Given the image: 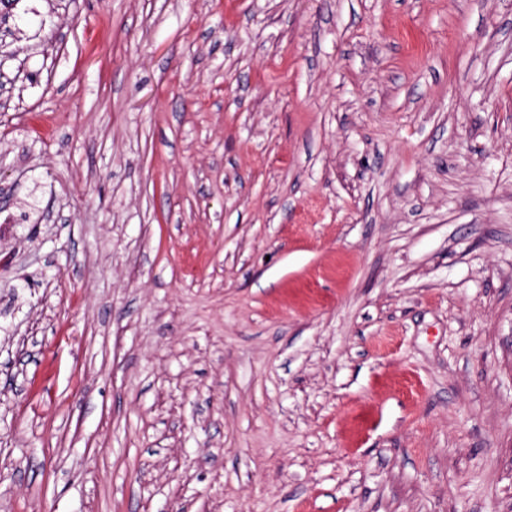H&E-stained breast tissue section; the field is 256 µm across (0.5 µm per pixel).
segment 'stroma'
I'll list each match as a JSON object with an SVG mask.
<instances>
[{
    "instance_id": "stroma-1",
    "label": "stroma",
    "mask_w": 512,
    "mask_h": 512,
    "mask_svg": "<svg viewBox=\"0 0 512 512\" xmlns=\"http://www.w3.org/2000/svg\"><path fill=\"white\" fill-rule=\"evenodd\" d=\"M0 512H512V0H0Z\"/></svg>"
}]
</instances>
